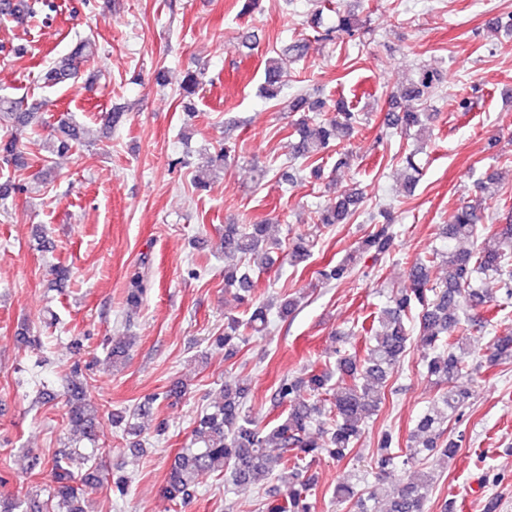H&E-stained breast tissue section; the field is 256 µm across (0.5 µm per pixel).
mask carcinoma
I'll return each instance as SVG.
<instances>
[{
  "label": "carcinoma",
  "instance_id": "obj_1",
  "mask_svg": "<svg viewBox=\"0 0 512 512\" xmlns=\"http://www.w3.org/2000/svg\"><path fill=\"white\" fill-rule=\"evenodd\" d=\"M50 7L47 0H33L18 9L0 8V19L34 18L39 11ZM334 23L324 26V10L312 14L311 24L316 39L329 40L334 33L350 37L360 30L357 15L336 9ZM96 56V44L87 37L77 42L69 54L55 61L43 72V83L48 87L65 85L78 77L79 64ZM435 76L420 68L410 79L406 95L416 105L401 112L387 114L390 128L407 135L412 129L423 130L428 119L427 101L434 89ZM204 84L203 72L188 70L180 82L182 96L195 95ZM284 86L281 63L269 58L264 65L262 90L274 99ZM42 109L40 103H28L23 98L0 95V125L12 129L26 127L37 120ZM291 112L304 116L294 123L293 160L299 166H289L282 178L293 180L298 172H305L316 181L322 179L323 155L335 149L336 167L350 163V154L339 147V134L348 135L361 122L360 114L352 111L342 99L328 105L311 101L299 94L288 104ZM315 116L308 117L306 113ZM81 141V129L71 118L57 121L55 134L44 140L41 150L46 156L62 155ZM418 150L405 148L395 155L405 169L411 171L408 182H416L419 167ZM232 156V147L222 146L210 160V167L194 175L193 182L205 189L224 171ZM26 165L24 146L16 135L0 137V166ZM478 196L456 208L454 223L441 228L440 237L452 240L474 239L481 234L490 235L494 246L473 250L436 248L426 258L411 263L406 285L391 294L389 304L373 315L369 326H361L366 338V354L337 351L336 367L310 371L299 377H285L274 390L270 402L272 409L282 408L286 416L273 425H261L247 406L250 394L248 379L237 378L224 382L219 401L210 406L195 421L190 446L176 454L163 487V494L184 506L192 492L205 477L221 471L237 490L256 487L271 479L288 488L281 504L268 508V512H313L315 502L311 491L316 487L312 465L321 454L341 461L352 452L363 434V426L387 398V381L405 357L412 336L422 342L432 354L426 357L427 374L442 386L438 406L421 416L409 438L405 452L394 450L391 432L381 434L373 463L383 473L390 467L414 466L420 457H438L445 460L453 456L459 441L448 438L443 428L445 419L455 414L470 399V392L455 385V380L476 359L475 351L461 336L467 326L481 324L478 309L486 305L505 309L512 305V224H485L484 213L496 210L503 201L498 190V178L490 175L477 181ZM361 199L357 189L350 188L316 209V223L327 227L342 224L355 212ZM383 222L374 224L372 231L335 264H327L317 271V280L326 283L351 276L361 259L368 255L378 262L394 249V224L391 212H380ZM267 224H226L220 248L224 257H239L242 262L224 267V288L239 291L237 298L244 306L243 315L231 318L224 327V335L214 339L224 349V360H234L241 345L250 337L268 329V314L277 308L281 318L293 315L298 306L294 297H285L279 304L260 301L252 295V274L267 267L270 253L278 243L270 240ZM442 263L448 267L443 281H434L430 267ZM498 282V293L492 294L479 286L485 278ZM147 290L140 273H134L126 289L125 301L138 306ZM489 348L490 361H512V336H493ZM66 390L68 423L81 437L96 442L95 421L97 407L86 398V386L80 368L75 367L63 379ZM333 392L330 406L322 404L323 394ZM318 426L323 442L310 436L312 426ZM50 471L52 487L49 490L50 509L47 512H82L79 506L83 488L98 481L96 466L91 457L75 451L60 453L52 458L38 455L28 457L27 469ZM431 487V476L419 474L398 483L388 491L387 512H425ZM336 499L349 503L354 512H372L367 502L376 499L375 491L359 490L355 485L343 483L336 487ZM0 512H34L27 498H0Z\"/></svg>",
  "mask_w": 512,
  "mask_h": 512
}]
</instances>
